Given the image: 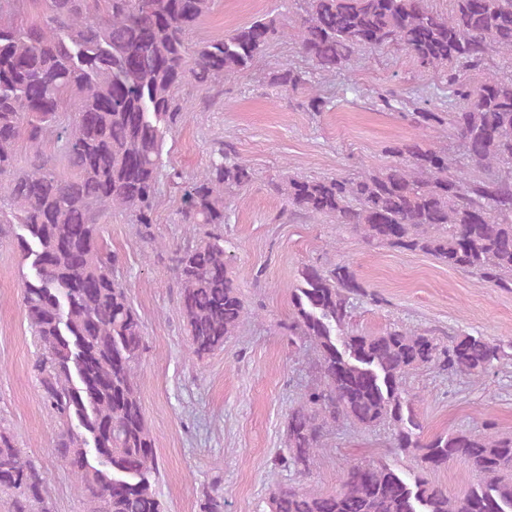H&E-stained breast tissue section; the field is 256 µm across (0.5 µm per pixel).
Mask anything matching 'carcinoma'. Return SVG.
<instances>
[{
    "label": "carcinoma",
    "mask_w": 512,
    "mask_h": 512,
    "mask_svg": "<svg viewBox=\"0 0 512 512\" xmlns=\"http://www.w3.org/2000/svg\"><path fill=\"white\" fill-rule=\"evenodd\" d=\"M42 18L28 24V3ZM293 33L274 18L203 43L188 66L189 36L212 0H0V235L3 209L23 232L13 244L31 275L22 293L37 348L33 371L58 426L54 454L83 495V512H164L155 485L161 464L141 400L143 324L100 243L101 225L120 210L156 255L167 254L191 353L224 347L245 316L224 248V192L253 171L222 143L185 193L181 223L203 236L168 251L153 226L164 138L185 119L174 91L211 85L249 68L270 42L293 36L314 70L333 75L363 50L408 53L423 70L448 71V95L408 112L418 129L450 127L463 160L420 138L392 149L385 169L330 178L270 181L294 212L351 226L369 244L430 254L450 269L512 289V72H489L469 88L457 71L494 56L512 59V0H298ZM285 90L309 85L304 71L273 75ZM73 113L68 123L61 116ZM50 138L56 155L42 152ZM34 151L18 167V147ZM69 172L58 169L56 156ZM292 294L291 336L317 352L318 382L288 414L277 466L300 477L317 467L327 433L392 426L393 448L413 458L410 478L381 461L346 466L329 492L289 487L269 512H512V436L486 418L477 431L423 438L405 387L420 366L448 377L483 379L508 353L484 336L448 337L395 325L376 335L349 328L354 302H383L346 262L305 265ZM468 463L478 486L454 497L424 474ZM0 494L12 512H54L46 472L0 426Z\"/></svg>",
    "instance_id": "1"
}]
</instances>
